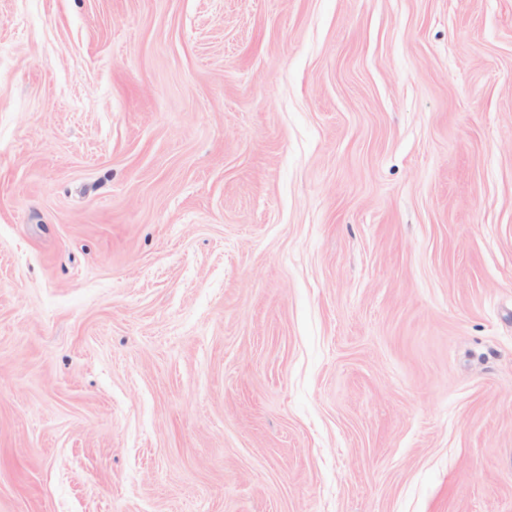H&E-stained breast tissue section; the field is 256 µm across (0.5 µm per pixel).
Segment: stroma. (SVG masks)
Segmentation results:
<instances>
[{
	"label": "stroma",
	"instance_id": "35a3bbf8",
	"mask_svg": "<svg viewBox=\"0 0 512 512\" xmlns=\"http://www.w3.org/2000/svg\"><path fill=\"white\" fill-rule=\"evenodd\" d=\"M0 512H512V0H0Z\"/></svg>",
	"mask_w": 512,
	"mask_h": 512
}]
</instances>
